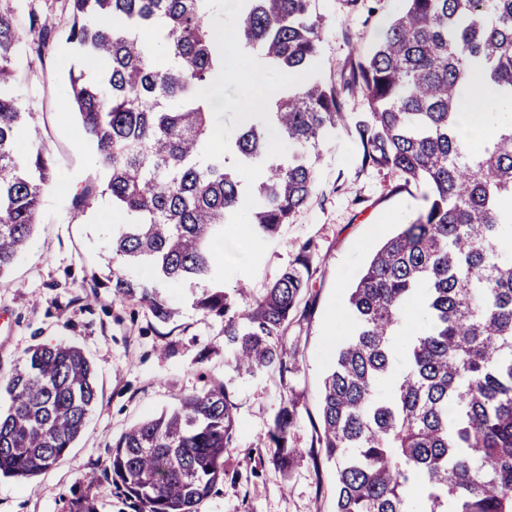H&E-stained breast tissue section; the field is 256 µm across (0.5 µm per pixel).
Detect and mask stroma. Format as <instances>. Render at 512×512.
<instances>
[{
	"label": "stroma",
	"mask_w": 512,
	"mask_h": 512,
	"mask_svg": "<svg viewBox=\"0 0 512 512\" xmlns=\"http://www.w3.org/2000/svg\"><path fill=\"white\" fill-rule=\"evenodd\" d=\"M403 6V0H315L324 20L322 81L343 86ZM15 67V92L31 111L17 150L51 157L54 177L29 245L0 279V377L29 348L66 343L93 363L98 400L82 434L48 471L24 483L0 477V512H67L85 492L97 497L100 512H135L105 478L113 444L131 426L171 410L181 393L213 380L232 395L235 430L224 480L199 512H336V464L320 441V396L336 341L347 331V290L375 246L394 232L386 215L412 221L425 204V186L362 167L354 129L342 126L323 146L309 200L279 235L247 243L235 233L225 237L217 247L224 285L246 282L255 297L300 254L309 256V288L284 332L291 353L286 372L241 378L224 350L223 320L193 307L185 289H168L178 314L162 324L146 306L115 298L106 287L112 231L124 218L106 199L90 215L74 207L75 193L96 182L98 165L92 150L81 147L76 114L66 105L67 67L59 55L40 60L27 49ZM290 400L297 417L288 445L298 454L283 468L269 432Z\"/></svg>",
	"instance_id": "1"
}]
</instances>
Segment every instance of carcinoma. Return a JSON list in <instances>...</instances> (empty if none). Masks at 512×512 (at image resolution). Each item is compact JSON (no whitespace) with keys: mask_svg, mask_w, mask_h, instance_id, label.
Listing matches in <instances>:
<instances>
[{"mask_svg":"<svg viewBox=\"0 0 512 512\" xmlns=\"http://www.w3.org/2000/svg\"><path fill=\"white\" fill-rule=\"evenodd\" d=\"M64 30L29 12L37 55L58 34L70 56L69 104L101 168L75 199L107 196L125 223L112 241L113 295L175 315L162 288L200 289L194 306L224 318L235 372L282 370L285 324L308 290V265L287 268L252 303L215 274L224 229L249 217L275 236L304 206L320 146L345 123L341 92L315 72L323 22L314 0H66ZM374 53L343 90L370 111L356 123L361 165L424 184L425 206L372 254L349 295L350 334L322 389L323 448L336 460V512H512V111L491 116L488 141L460 137L465 94L512 101V0H404ZM228 25L268 76H302L265 112L223 137L197 89L224 69L212 28ZM27 42L0 9V277L37 224L53 178L47 157L19 155L30 112L14 92ZM483 63L475 85L471 63ZM152 274L145 282L131 268ZM416 323L403 337L408 314ZM0 411V475L45 471L79 436L97 399L94 369L72 345H37L9 376ZM234 404L225 385L182 394L112 448L106 477L137 512H197L224 481ZM296 415L283 407L270 440L283 453ZM68 512H99L95 496Z\"/></svg>","mask_w":512,"mask_h":512,"instance_id":"cac0c4a2","label":"carcinoma"}]
</instances>
